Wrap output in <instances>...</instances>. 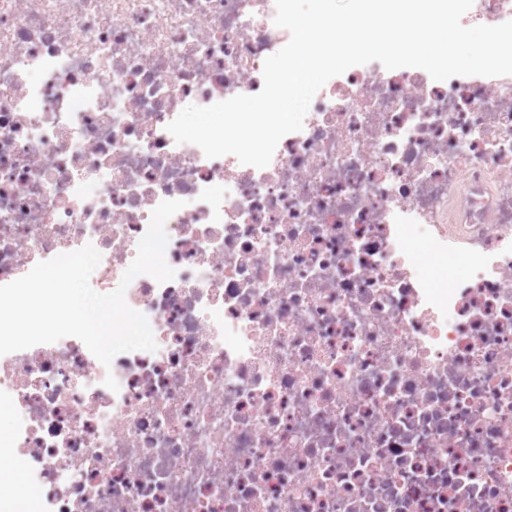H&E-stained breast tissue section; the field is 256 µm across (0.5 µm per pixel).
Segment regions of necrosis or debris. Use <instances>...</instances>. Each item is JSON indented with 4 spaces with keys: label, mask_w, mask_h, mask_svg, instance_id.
<instances>
[{
    "label": "necrosis or debris",
    "mask_w": 512,
    "mask_h": 512,
    "mask_svg": "<svg viewBox=\"0 0 512 512\" xmlns=\"http://www.w3.org/2000/svg\"><path fill=\"white\" fill-rule=\"evenodd\" d=\"M275 13L0 0V285L90 244L110 292L184 203L125 292L155 351L0 356V512H512V76L352 67L262 169L176 143L261 90Z\"/></svg>",
    "instance_id": "necrosis-or-debris-1"
}]
</instances>
